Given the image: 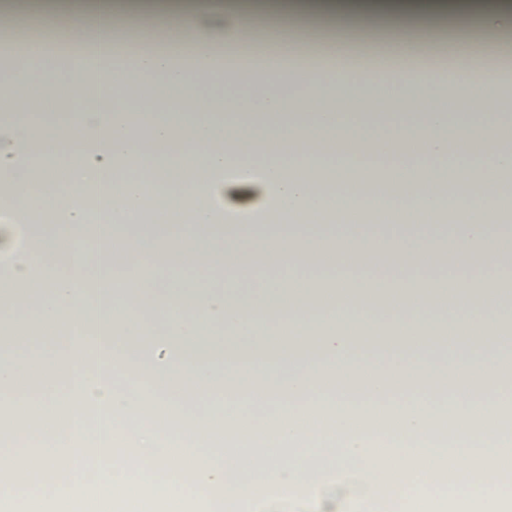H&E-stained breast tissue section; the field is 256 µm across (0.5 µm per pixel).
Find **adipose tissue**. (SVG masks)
<instances>
[{
    "label": "adipose tissue",
    "mask_w": 512,
    "mask_h": 512,
    "mask_svg": "<svg viewBox=\"0 0 512 512\" xmlns=\"http://www.w3.org/2000/svg\"><path fill=\"white\" fill-rule=\"evenodd\" d=\"M469 0H314L337 25L358 14L377 21L429 13ZM119 0H45L47 28L58 18L84 25L87 41L68 51L35 40L20 54L10 84L69 70V109L28 102L39 123L0 111V255L9 281L0 316L45 334L44 374L77 375L47 409L104 418L92 452L94 477L111 512H128L140 484L165 475L163 499L194 490L219 512H251L257 494H305L321 475L353 473L347 489L363 512H416L415 492L432 464L451 460L447 490L431 512H512L501 449L512 446V87L492 76L462 43L443 55L397 40L363 61L343 41L318 40L307 64L288 37L252 42L229 65L249 14L232 0H195L192 10L153 9L175 20L166 45L131 50L113 38ZM272 79L300 87L259 102L204 94L206 85L246 87ZM153 116L147 127L137 114ZM96 189L93 204L62 210L29 204L33 184ZM167 190L156 204L149 188ZM272 205H265L266 195ZM257 207L253 224L231 211ZM62 216L65 231L50 225ZM94 239L92 254L70 237ZM146 255L177 268L252 276L244 292L204 291L177 279L166 292L116 254ZM479 266L478 288L463 273ZM323 269L305 288L256 278L262 268ZM449 268L452 289L421 277ZM127 286L109 289L114 273ZM385 345L371 347L370 325ZM153 337L164 356L149 392H116V375L141 370L127 339ZM321 341L309 352L310 337ZM462 375L448 397L436 392L449 370ZM427 386L428 394L412 395ZM235 387L224 412L182 417V392ZM323 387L335 396L316 398ZM267 402L271 413L249 412ZM139 424L130 474L112 443L114 420ZM0 465L36 450L42 470L81 459L78 428L54 433L25 423ZM223 436V447L213 445ZM392 448L375 455V441ZM179 441L194 454L170 450Z\"/></svg>",
    "instance_id": "adipose-tissue-1"
}]
</instances>
